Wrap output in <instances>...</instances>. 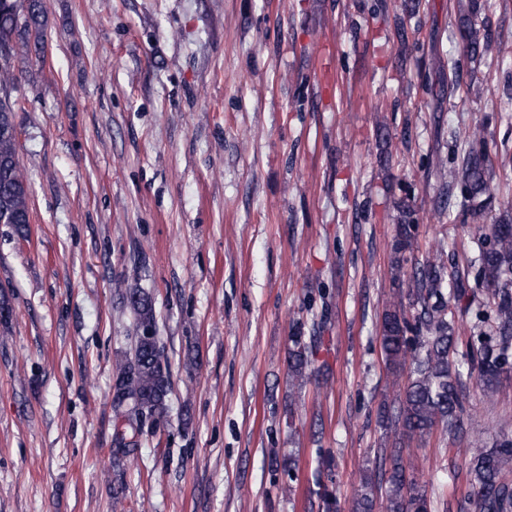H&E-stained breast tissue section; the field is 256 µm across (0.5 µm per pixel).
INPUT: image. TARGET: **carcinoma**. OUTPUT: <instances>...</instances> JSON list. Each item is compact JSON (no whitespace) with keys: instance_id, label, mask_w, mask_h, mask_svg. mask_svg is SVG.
Masks as SVG:
<instances>
[{"instance_id":"obj_1","label":"carcinoma","mask_w":512,"mask_h":512,"mask_svg":"<svg viewBox=\"0 0 512 512\" xmlns=\"http://www.w3.org/2000/svg\"><path fill=\"white\" fill-rule=\"evenodd\" d=\"M480 8L476 0L459 4V29L465 55L485 59L491 56V33L472 22ZM45 25L44 0H0V223L14 225L22 236L31 223L30 192L17 159V102L10 96L15 78L9 60L15 55L40 57ZM465 137L470 149L459 163L450 166L438 155L432 168L442 185L460 189V207L472 223L481 224L494 198L495 162L483 124L470 126ZM394 207L398 222L392 266L398 291L383 310L379 343L388 372L398 376L408 366L410 373L403 393L393 403L380 405L393 436H385L375 460L363 467L351 512H433V499L404 459L402 443L439 429L462 430L467 413L461 395L468 381L476 380L491 400L503 381L512 378V288L503 282V275L512 271V219L500 217L478 247L477 279L489 290L495 318L489 330L474 336L467 359L457 363L451 359L455 321L445 293L465 296L466 280L458 275L452 288H444L448 267L441 249L404 271L414 251L416 210L406 197L395 200ZM115 287L122 290L134 315L136 332L132 354L116 362L112 386V411L119 422L115 451L127 454L138 445L145 424L167 413L171 372L159 344L151 294L137 281H120ZM310 340L315 337H292L288 363L297 381L311 365ZM468 453L467 501L476 512H512V439L504 438L490 448H470Z\"/></svg>"}]
</instances>
